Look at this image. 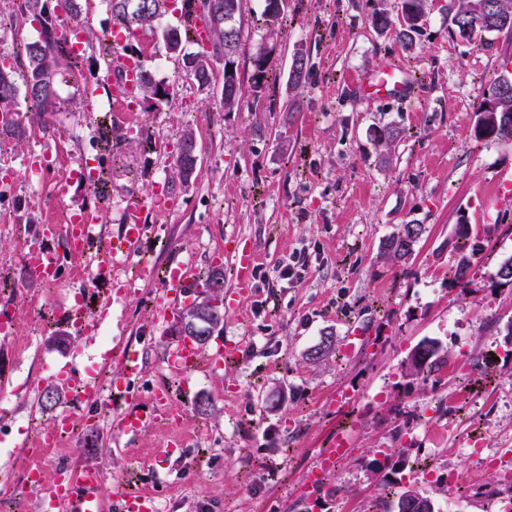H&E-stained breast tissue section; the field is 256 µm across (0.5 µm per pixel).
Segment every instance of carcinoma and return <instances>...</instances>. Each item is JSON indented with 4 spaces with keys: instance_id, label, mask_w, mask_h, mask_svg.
<instances>
[{
    "instance_id": "obj_1",
    "label": "carcinoma",
    "mask_w": 512,
    "mask_h": 512,
    "mask_svg": "<svg viewBox=\"0 0 512 512\" xmlns=\"http://www.w3.org/2000/svg\"><path fill=\"white\" fill-rule=\"evenodd\" d=\"M215 12L213 14L216 27L232 29L231 35L224 38V96L222 104L225 110L232 111L238 106L241 97V81L236 66L235 56L241 44V26L237 25V16L241 15L242 9H237L234 15H228L225 4L229 0H214ZM265 6L263 16L267 26L276 28L279 25L281 13L284 11L285 0H264ZM108 10L112 15V24L125 30L128 35L134 37L143 28L161 30L166 49L169 53L189 59L186 73L192 76L199 86L206 87L211 82L210 63L207 58L210 51H186V46L193 44V39L187 28L174 27L164 23L166 15L165 0H106ZM491 13L487 15H469V3L466 0H448V14L452 19L460 16L468 17L469 28L458 29L461 37L466 38L475 33L503 32L512 33V26L503 28L497 26L498 19L503 16H512V0H491ZM70 15L74 23L80 24L84 21L82 13L76 0H56L47 11L39 12V36L36 40L25 44V74L22 76L24 84V98L38 111L43 112L55 104L58 99V82L61 75L58 61L62 60L73 69L84 62V59L69 54L66 46L65 34L59 33L58 16L60 12ZM401 12L403 21L400 28L396 30V37L404 45L412 47L415 45V35L420 33L421 25L418 20L424 15L425 0H401ZM16 71L10 67H0V95H7L11 100H16L19 87L15 79ZM309 75L308 57L302 55L293 57L290 67L292 84L302 87ZM143 94L142 97L152 102L155 109H161L167 103L171 92L170 86L152 80L150 72L143 70ZM509 111L501 113L498 124L490 129L481 131L473 127L474 137L478 140L497 141L512 146V96L507 102ZM15 108L8 110L0 109V133L22 139L25 128L21 126L18 119L11 120L9 116ZM401 131L395 126H384L374 132V139L381 145L388 148L400 140ZM183 179H190L196 171L197 156L195 148L181 146L174 159ZM425 228L421 224H405L401 232L387 240L386 248L397 259H405L409 254L404 249L402 236L413 234L421 238ZM208 284L214 288V295L210 297L211 304L208 305V319L205 320V329L193 334L188 333L186 337L200 345L207 342L203 338L205 333L221 321L220 306L222 300L219 293L224 290V273L214 269L207 275ZM444 359V349L441 344L436 343L425 350L422 356L420 368L415 375L427 376L432 373ZM405 491L397 492V497L385 499L381 503V512H420L419 505L404 500Z\"/></svg>"
}]
</instances>
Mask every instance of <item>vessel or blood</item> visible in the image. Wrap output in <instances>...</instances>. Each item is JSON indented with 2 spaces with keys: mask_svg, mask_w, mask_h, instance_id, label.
<instances>
[{
  "mask_svg": "<svg viewBox=\"0 0 512 512\" xmlns=\"http://www.w3.org/2000/svg\"><path fill=\"white\" fill-rule=\"evenodd\" d=\"M170 11L178 20L190 26L194 42L199 48H207L212 37V21L202 13H188L180 0H171ZM110 38L118 45V52L107 61L105 68L111 73L110 78L101 82L98 93H109L114 107L121 112L133 111L137 102L139 78L144 67L143 58L122 52L128 36L120 28H112ZM368 93H385L391 97H404L407 93V81L400 69L389 68L383 76L367 84ZM175 207L174 199L161 186H154L142 198L131 202L124 213V220L119 234L103 248L101 255L93 257V278L100 283V298L111 302L113 296L130 291L128 282L115 280L111 274L112 261L115 254L129 258L136 255L144 240L147 222L150 217L160 213L171 212ZM100 222L96 210L80 208L70 211L65 228L50 225L49 236L64 234L71 253L77 256L88 252L91 230ZM236 283L235 293L242 296L252 290L253 270L256 262V251L250 246H243L235 252ZM23 264L28 272L42 281L52 280L55 276L59 254L54 248L38 244L29 247L23 257ZM194 286L191 268L181 262L172 264L161 289L160 309L164 317L172 318L179 312L190 296ZM232 347L220 343L209 348H201L186 341H177L169 351L168 363L179 372L194 371L200 364L214 368H222L224 356L231 352ZM121 370L117 379L120 386L136 379L142 370L139 354L130 349H122L120 353ZM176 417L163 391H155L154 402L149 407L133 406L123 411L118 420L119 430L125 435H135L148 427L158 415ZM344 449L330 447L322 449L315 464L310 466L301 477L298 496L309 500L316 499L327 472L336 459L343 457ZM103 473L92 467H78L71 464L60 465L55 469L52 482H45L41 471H28L24 478V486L38 497L40 512H56L57 508H65L66 512H103L101 494Z\"/></svg>",
  "mask_w": 512,
  "mask_h": 512,
  "instance_id": "vessel-or-blood-1",
  "label": "vessel or blood"
}]
</instances>
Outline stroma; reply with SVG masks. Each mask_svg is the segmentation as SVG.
Here are the masks:
<instances>
[{"label": "stroma", "mask_w": 512, "mask_h": 512, "mask_svg": "<svg viewBox=\"0 0 512 512\" xmlns=\"http://www.w3.org/2000/svg\"><path fill=\"white\" fill-rule=\"evenodd\" d=\"M397 4L288 0L273 33L264 0H243V97L230 112L220 104L223 59H213L212 83L199 88L161 34L149 31L134 45L154 79L172 88L163 111L145 103L116 120L105 97L96 109H79L82 71L60 79L56 111L40 116L19 101L27 138L0 135V179L15 181L0 214L23 219L0 222V314L15 323L14 335L0 338V478L15 485L0 512H31L35 496L20 489L26 468L49 479L67 462L102 470L104 512H120L129 488L150 493L164 512H301L291 489L339 429L353 451L327 477L313 512H373L379 497L396 491L377 471L380 451L404 446L411 457L431 455L432 476L410 466L403 476L436 506L456 474L464 479L461 512H512V471L493 460L495 449L512 448V286L494 278L512 257V147L473 135L483 76L512 66V34L461 38L448 0H428L408 48L370 23L378 10L396 15ZM298 50L310 66L300 89L289 82ZM260 52L269 66L258 82L252 62ZM389 66L418 77L419 88L402 99L367 97L365 78ZM386 124L402 131L387 158L373 137ZM187 130L199 156L188 181L173 162ZM42 153L55 163L44 175L28 166ZM87 163L102 166L101 186L77 181L56 200L53 185ZM160 180L178 204L144 238L131 270L136 293L104 313L87 305L67 347L50 346L64 325L50 319L47 287L29 276L23 252L40 242L42 225H64L73 206L97 205L101 232L112 237L120 226L110 198L146 194ZM461 217L471 234L452 249ZM410 223L426 228L414 252L390 257L386 239ZM239 240L255 246L259 261L251 296L236 299ZM299 252L305 272L281 279L280 267ZM462 252L473 253L474 265L460 285ZM191 258L193 301L204 296L209 271L224 269V317L212 339L237 353L222 370L169 378L164 361L175 337L154 318L156 277ZM327 334L330 353L311 359ZM426 337L442 343L444 361L427 378L403 377V360ZM112 341L142 360L128 402H149L165 384L179 421L157 420L129 438L111 410L80 402L75 383L92 366L108 365L101 389L118 376ZM50 385L61 393L56 411L40 405ZM344 389L354 398L335 410L330 399ZM62 410L73 412L77 440L40 448ZM91 432L99 443L84 447ZM480 435L487 449L465 461L463 446Z\"/></svg>", "instance_id": "1"}]
</instances>
